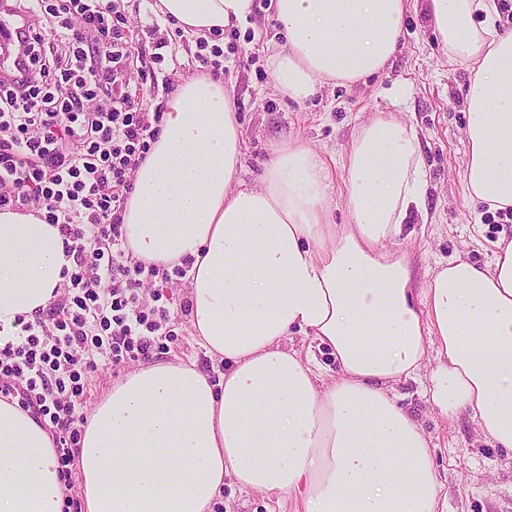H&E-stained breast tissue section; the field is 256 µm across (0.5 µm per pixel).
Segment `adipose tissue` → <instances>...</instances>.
<instances>
[{
    "label": "adipose tissue",
    "instance_id": "1",
    "mask_svg": "<svg viewBox=\"0 0 512 512\" xmlns=\"http://www.w3.org/2000/svg\"><path fill=\"white\" fill-rule=\"evenodd\" d=\"M284 39L270 57L295 100L381 71L409 0H272ZM451 60L471 65L465 182L490 209L512 208V32L494 0H426ZM188 38L244 22L252 0H155ZM232 86L182 81L133 179L123 213L134 258L192 257V334L224 372L155 362L113 384L87 415L75 452L82 512H213L224 479L303 512H437L431 439L394 389L427 355V398L468 414L512 450V240L490 264L457 256L415 290L389 250L425 208L416 130L377 113L341 159L348 220L332 223L324 158L301 138L278 144L256 187L239 178ZM57 225L0 210V338L15 335L72 268ZM313 337L333 361L287 347ZM51 434L0 401V512H62Z\"/></svg>",
    "mask_w": 512,
    "mask_h": 512
}]
</instances>
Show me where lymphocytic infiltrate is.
I'll return each instance as SVG.
<instances>
[{"label": "lymphocytic infiltrate", "mask_w": 512, "mask_h": 512, "mask_svg": "<svg viewBox=\"0 0 512 512\" xmlns=\"http://www.w3.org/2000/svg\"><path fill=\"white\" fill-rule=\"evenodd\" d=\"M117 9L115 0H17L16 12L42 15L45 28L18 36L23 67L0 80V208L42 211L74 264L62 291L0 345V401L49 428L65 482L86 375L101 360H154L157 341L176 334L165 287L189 270L133 259L127 246L122 212L162 115L146 112L143 87L127 79ZM92 348L100 360L88 358Z\"/></svg>", "instance_id": "1"}]
</instances>
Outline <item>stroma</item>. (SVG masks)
<instances>
[{
  "label": "stroma",
  "instance_id": "35a3bbf8",
  "mask_svg": "<svg viewBox=\"0 0 512 512\" xmlns=\"http://www.w3.org/2000/svg\"><path fill=\"white\" fill-rule=\"evenodd\" d=\"M248 19L224 31V49L216 61L225 82L235 87L236 110L242 130L241 180L258 184L274 142L290 135L302 138L324 159L341 158L359 128L374 113L390 112L413 126L426 163L425 215L414 216L412 236L392 243L407 254L416 288H424L437 263L463 255L476 263L492 257L499 238H512V218L467 196L464 160L468 145L462 136L466 123L465 96L470 73L454 63L437 39L425 0H412L403 20V42L386 67L350 86H324L297 102L276 90L269 63L281 41L265 0H253ZM118 20L135 47L132 83L149 82L146 109L166 105L182 79L198 76L196 50L181 31L157 18L148 0H122ZM165 42L164 61L153 57L154 46ZM162 360L193 359L222 374L191 335L189 317H182L175 341ZM397 385L404 409L432 439L435 476L442 487L445 512H512V451L496 447L468 415L444 419L423 394L426 372ZM288 498H267L224 484V502L215 512H298Z\"/></svg>",
  "mask_w": 512,
  "mask_h": 512
}]
</instances>
